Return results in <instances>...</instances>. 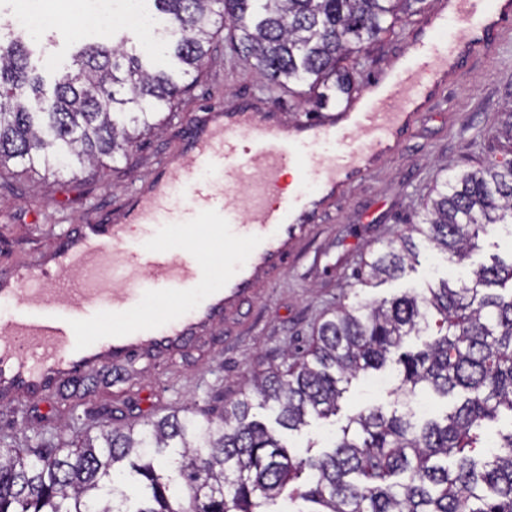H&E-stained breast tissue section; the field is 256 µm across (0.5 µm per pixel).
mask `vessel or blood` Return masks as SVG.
Here are the masks:
<instances>
[{
  "label": "vessel or blood",
  "instance_id": "b4317fda",
  "mask_svg": "<svg viewBox=\"0 0 512 512\" xmlns=\"http://www.w3.org/2000/svg\"><path fill=\"white\" fill-rule=\"evenodd\" d=\"M511 31L512 0H431L399 65L341 110L291 125L248 108L210 113L191 164L167 158L122 220L78 225L38 262L0 272V300L15 305L0 319V402L48 398L139 355L176 356L222 324L287 269L321 213L399 151L425 104ZM334 141L335 154L320 152ZM177 185L189 195L180 210L169 203ZM131 224L143 225L139 238ZM105 313L111 327L91 326Z\"/></svg>",
  "mask_w": 512,
  "mask_h": 512
}]
</instances>
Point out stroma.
<instances>
[{"label":"stroma","instance_id":"1","mask_svg":"<svg viewBox=\"0 0 512 512\" xmlns=\"http://www.w3.org/2000/svg\"><path fill=\"white\" fill-rule=\"evenodd\" d=\"M418 21L415 15L404 19L369 46L356 85L395 63ZM227 35L224 29L214 32L198 79L178 97L161 129L142 133L127 156L108 169L46 180L14 166L0 169V268L53 249L68 226L89 219L105 224L126 210L167 156L186 154L192 130L211 112L247 104L291 122L301 112L314 111L307 98L270 89L252 61L230 48ZM510 100L512 42L501 53L476 59L461 82L432 102L401 150L323 215L288 270L222 326L177 359H138L114 371L111 381L84 389L68 386L20 411L0 405V443L33 448L44 438L67 441L78 434L94 435L99 423L117 412L129 425L186 403L222 409L249 389L256 375L287 369L288 355H300L309 347L317 326L336 306L369 304L442 279L464 280L493 257L512 258V236L497 229L461 263L448 261L423 242L416 263L400 279L364 286L352 277L372 250L403 231L436 182L492 160L512 159V130L499 112ZM395 374L390 365L376 380L353 382L336 416L289 433L291 448L301 450L312 441L317 449H327L356 411L405 410V402L388 394Z\"/></svg>","mask_w":512,"mask_h":512}]
</instances>
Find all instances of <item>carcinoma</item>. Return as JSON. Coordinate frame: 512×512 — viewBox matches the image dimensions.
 Masks as SVG:
<instances>
[{
    "mask_svg": "<svg viewBox=\"0 0 512 512\" xmlns=\"http://www.w3.org/2000/svg\"><path fill=\"white\" fill-rule=\"evenodd\" d=\"M167 15L174 69H148L128 52L122 28L85 45L46 83L16 30L0 41V168L25 173L96 172L126 151V123L149 132L198 78L211 28L229 27L239 52L269 82L352 92L340 63L427 0H154ZM494 224H512V159L454 174L433 189L396 239L372 253L361 284L401 277L416 237L461 262ZM427 336L401 351L407 336ZM396 361L395 394L428 388L455 402L418 422L381 407L348 417L328 450L300 455L281 431L339 410L352 381ZM275 413L268 425L254 407ZM512 414V263L481 265L463 281L442 280L324 320L308 358L270 372L214 420L184 405L143 427H109L65 448H0V512H282L283 499L312 512H512V429L493 451L469 455L482 430Z\"/></svg>",
    "mask_w": 512,
    "mask_h": 512,
    "instance_id": "obj_1",
    "label": "carcinoma"
}]
</instances>
